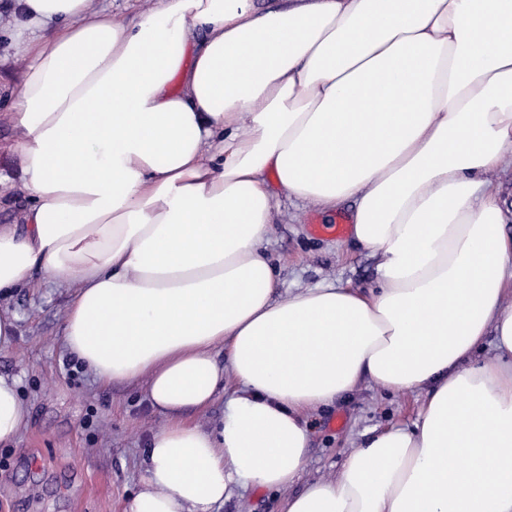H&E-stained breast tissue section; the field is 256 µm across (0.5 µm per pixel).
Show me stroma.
Instances as JSON below:
<instances>
[{
  "label": "stroma",
  "instance_id": "stroma-1",
  "mask_svg": "<svg viewBox=\"0 0 512 512\" xmlns=\"http://www.w3.org/2000/svg\"><path fill=\"white\" fill-rule=\"evenodd\" d=\"M354 206L345 201L324 214L295 200H280L267 251L284 288H308L341 279L372 287L376 259L348 236L318 234ZM38 285L0 305L18 318L14 345L0 350V373L19 377L29 418L19 442L0 447V512H123L140 482L143 450L161 427L141 389L105 385L71 363L61 344L69 290L41 272ZM420 397L386 393L361 382L348 398L309 421L305 478H326L371 429L412 421Z\"/></svg>",
  "mask_w": 512,
  "mask_h": 512
}]
</instances>
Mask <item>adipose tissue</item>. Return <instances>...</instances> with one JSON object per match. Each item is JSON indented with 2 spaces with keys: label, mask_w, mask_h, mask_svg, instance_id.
<instances>
[{
  "label": "adipose tissue",
  "mask_w": 512,
  "mask_h": 512,
  "mask_svg": "<svg viewBox=\"0 0 512 512\" xmlns=\"http://www.w3.org/2000/svg\"><path fill=\"white\" fill-rule=\"evenodd\" d=\"M0 7L29 60L0 299L57 276L66 350L165 418L123 512H217L236 488L281 512H512V0H145L126 24L97 0ZM281 195L355 200L375 287L282 292ZM365 379L419 393L413 425L291 493L308 415ZM19 386L0 374V443L27 423Z\"/></svg>",
  "instance_id": "adipose-tissue-1"
}]
</instances>
